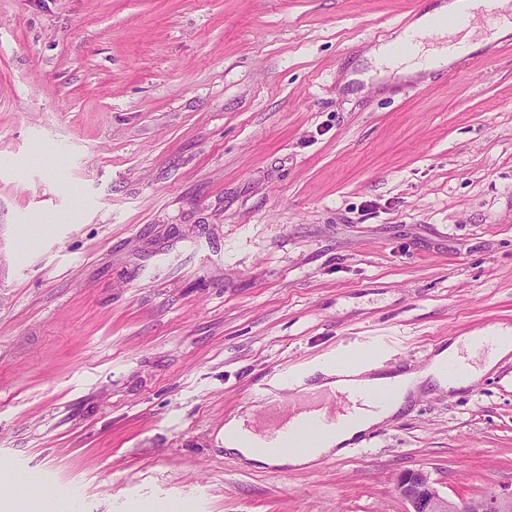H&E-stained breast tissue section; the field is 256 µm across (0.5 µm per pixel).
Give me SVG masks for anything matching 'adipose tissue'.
<instances>
[{"label": "adipose tissue", "mask_w": 512, "mask_h": 512, "mask_svg": "<svg viewBox=\"0 0 512 512\" xmlns=\"http://www.w3.org/2000/svg\"><path fill=\"white\" fill-rule=\"evenodd\" d=\"M462 0H442L412 21L413 30L422 34L418 45L420 55L434 62L435 68L451 64L452 59L443 41L444 29L434 27L435 18L451 11L463 10ZM385 45L373 47L365 55L367 69L364 79L384 86L393 81L419 79L424 71L420 64H396L386 61ZM512 354V329L500 328L490 336L467 334L440 347L425 365L408 372L382 373L378 366L368 365L348 372L325 368L311 385L312 391L324 394L356 395L366 388L395 387L392 405L376 414H367L338 429L324 439L319 448L308 454H271L257 448L255 428L266 413L265 405H248L227 419L221 436L228 453L251 465L279 467H311L327 456H338L356 445L358 439L373 428L389 421L407 406L422 390L438 386L457 392L475 385L501 359Z\"/></svg>", "instance_id": "obj_1"}]
</instances>
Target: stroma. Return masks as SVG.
I'll list each match as a JSON object with an SVG mask.
<instances>
[{"label": "stroma", "mask_w": 512, "mask_h": 512, "mask_svg": "<svg viewBox=\"0 0 512 512\" xmlns=\"http://www.w3.org/2000/svg\"><path fill=\"white\" fill-rule=\"evenodd\" d=\"M436 2L0 0V486L72 512L512 487V355L313 468L219 438L257 385L275 407L320 362L512 327V35L455 75L344 81Z\"/></svg>", "instance_id": "35a3bbf8"}]
</instances>
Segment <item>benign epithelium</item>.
<instances>
[{
    "instance_id": "benign-epithelium-1",
    "label": "benign epithelium",
    "mask_w": 512,
    "mask_h": 512,
    "mask_svg": "<svg viewBox=\"0 0 512 512\" xmlns=\"http://www.w3.org/2000/svg\"><path fill=\"white\" fill-rule=\"evenodd\" d=\"M398 491L409 505L407 512H512V490L453 500L441 495L430 475L420 469L401 474Z\"/></svg>"
}]
</instances>
